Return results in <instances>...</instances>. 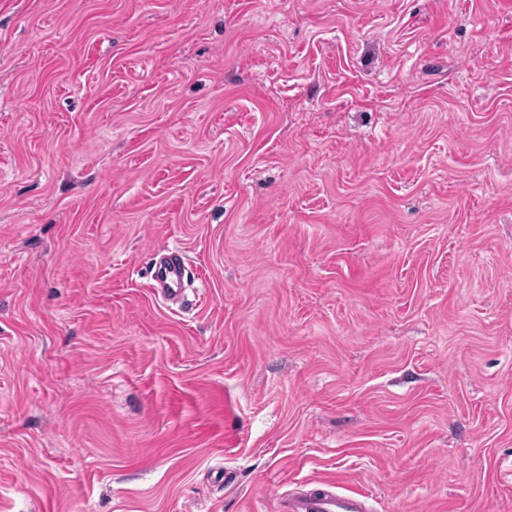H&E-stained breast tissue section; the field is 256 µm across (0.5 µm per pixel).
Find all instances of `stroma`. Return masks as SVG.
I'll use <instances>...</instances> for the list:
<instances>
[{"label":"stroma","mask_w":512,"mask_h":512,"mask_svg":"<svg viewBox=\"0 0 512 512\" xmlns=\"http://www.w3.org/2000/svg\"><path fill=\"white\" fill-rule=\"evenodd\" d=\"M330 484L512 512V0H0V512ZM186 270L187 266L182 253L171 251L169 260L162 263L157 272L152 273V279H158L166 286L169 299L175 301L184 300L183 281Z\"/></svg>","instance_id":"stroma-1"}]
</instances>
